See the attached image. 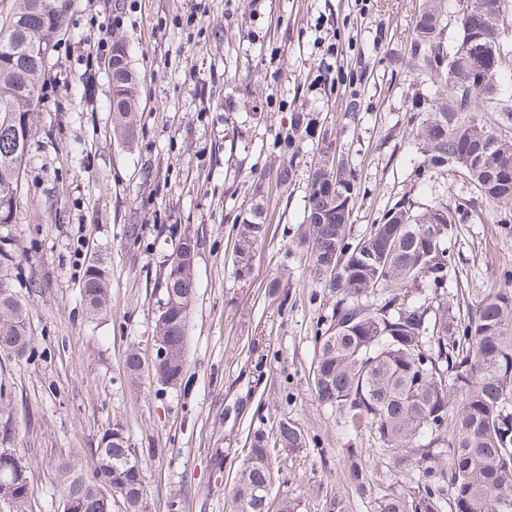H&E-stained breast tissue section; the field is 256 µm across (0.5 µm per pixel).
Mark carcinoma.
Wrapping results in <instances>:
<instances>
[{
    "instance_id": "cac0c4a2",
    "label": "carcinoma",
    "mask_w": 512,
    "mask_h": 512,
    "mask_svg": "<svg viewBox=\"0 0 512 512\" xmlns=\"http://www.w3.org/2000/svg\"><path fill=\"white\" fill-rule=\"evenodd\" d=\"M508 0H453L460 43L450 52L443 38L445 0H424L416 16L414 67L442 81L448 98L415 101L412 134L418 183L449 172L470 185L454 204L421 207L396 201L369 232L354 239L348 224L357 186L356 170L341 160L334 181L322 166L310 174L303 223L314 277L335 298L329 324L316 322L319 353L313 396L336 410L350 431L368 434L400 467L412 456L427 463L411 503L391 498L382 512H512V288H493L464 317L448 313L447 295L456 261L448 247L457 224L479 215L483 203L512 207V96L500 88L512 70V53L500 43ZM66 0H14L0 12V214L17 210L25 158L38 111L47 61L62 28ZM495 49L497 62L487 59ZM112 128L126 142L138 135V86L126 44L112 42ZM483 85L480 95L472 87ZM493 115V121L485 119ZM314 119L297 112L284 139L291 152L278 170L283 185L295 175L294 156ZM401 223H395L396 219ZM235 229L234 266L245 267L265 235L263 207L243 210ZM197 238L187 236L164 273V299L175 294L156 336L174 354L162 373L176 386L185 378L189 313L196 294ZM14 244L0 239V352L22 358L33 346L27 331L29 304L16 291ZM109 273L88 264L81 297L88 310L103 308ZM296 422L280 419L258 428L238 473L233 512H269L278 453L306 447ZM135 449L115 424L94 449L96 474L69 463L57 466L63 512H146L143 471ZM33 488L29 470L0 482V500L25 512Z\"/></svg>"
}]
</instances>
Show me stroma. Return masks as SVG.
Segmentation results:
<instances>
[{"label":"stroma","instance_id":"1","mask_svg":"<svg viewBox=\"0 0 512 512\" xmlns=\"http://www.w3.org/2000/svg\"><path fill=\"white\" fill-rule=\"evenodd\" d=\"M423 0H71L35 114L11 236L30 303V358L0 354V448L30 469L28 512H62L58 464L88 470L104 432L121 425L141 449L148 512H229L253 431L288 416L306 447L277 459L271 499L293 512H381L413 497L423 464L397 477L369 436L317 406L314 329L333 300L298 244L319 141L289 158L279 140L296 112L318 119L358 174L351 231L364 236L402 196L421 204L467 195L462 180L415 186L407 126L413 101L442 97L411 65ZM130 50L139 93L133 142L112 133L111 42ZM357 112H349L350 99ZM292 182L277 184L283 163ZM260 202L266 234L238 276L232 226ZM451 241L462 297L512 288V228L492 210ZM198 239L187 374L160 388L125 369L150 358L160 283L184 235ZM107 266L106 308L92 315L80 286L92 258ZM289 284L288 306L268 294ZM357 460L363 487L346 474Z\"/></svg>","mask_w":512,"mask_h":512}]
</instances>
